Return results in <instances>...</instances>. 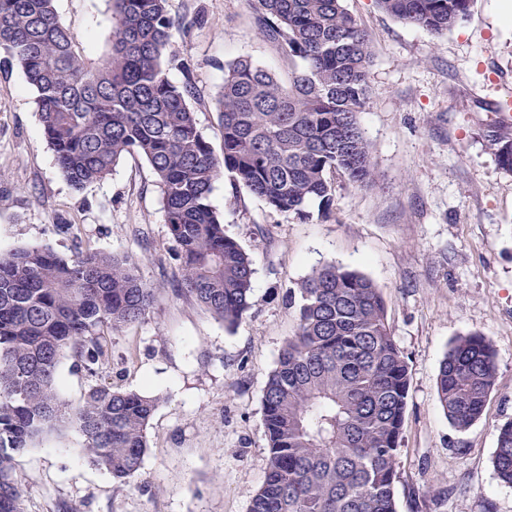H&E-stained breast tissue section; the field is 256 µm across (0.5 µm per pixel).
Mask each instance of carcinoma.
<instances>
[{
	"label": "carcinoma",
	"instance_id": "obj_1",
	"mask_svg": "<svg viewBox=\"0 0 512 512\" xmlns=\"http://www.w3.org/2000/svg\"><path fill=\"white\" fill-rule=\"evenodd\" d=\"M110 2L111 48L92 67L54 0H0V71L23 70L44 137L74 187L103 179L126 155L149 163L176 244L177 291L231 328L251 307L254 269L209 204L213 184L227 173L272 210L306 220L311 202L333 203L329 173L373 183L359 121L370 39L344 0H252L261 36L301 67L285 84L249 57L224 64L218 156L191 107L201 100L191 64L179 62L175 84L162 62L172 30L190 37L209 22L207 11L176 21L168 0ZM376 2L439 34L467 17L473 0ZM485 137L512 172V123L501 118ZM297 292V329L264 388L266 473L248 512H398L410 374L385 299L369 277L336 262L314 269ZM153 302L127 257H64L45 247L0 253V512H23L16 458L60 422L77 429L90 462L112 478L141 469L160 396L97 385L73 408L58 396L57 374L67 352L95 373L105 356L101 329L144 319ZM495 381L489 340L474 332L451 343L436 393L456 430L481 418ZM491 463L512 484V421L499 428Z\"/></svg>",
	"mask_w": 512,
	"mask_h": 512
}]
</instances>
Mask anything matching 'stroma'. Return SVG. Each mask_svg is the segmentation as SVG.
<instances>
[{
    "instance_id": "stroma-1",
    "label": "stroma",
    "mask_w": 512,
    "mask_h": 512,
    "mask_svg": "<svg viewBox=\"0 0 512 512\" xmlns=\"http://www.w3.org/2000/svg\"><path fill=\"white\" fill-rule=\"evenodd\" d=\"M374 54L360 121L376 180L336 172L333 206L302 221L271 210L229 179L210 195L226 235L248 253L252 306L231 328L175 290L178 263L150 166L128 156L105 179L75 190L49 148L35 93L20 67L0 73V252L51 247L63 255H127L155 290L145 319L105 330L109 358L96 373L65 356L59 395L78 406L94 385L160 395L141 469L118 482L92 465L84 439L61 427L18 457L23 512H248L264 480L262 397L267 375L295 332L288 301L328 261L358 270L381 290L410 370L396 485L398 512H512V486L491 465L498 429L512 421V173L485 132L512 99V23L499 0L435 34L397 20L375 0H345ZM60 23L90 63L110 51L108 0H55ZM206 9L209 23L170 51L191 61L202 94L193 109L214 152L223 143L213 102L223 66L240 56L288 79L250 0H168L172 17ZM495 350L497 377L482 417L453 428L436 395L439 365L460 335Z\"/></svg>"
}]
</instances>
